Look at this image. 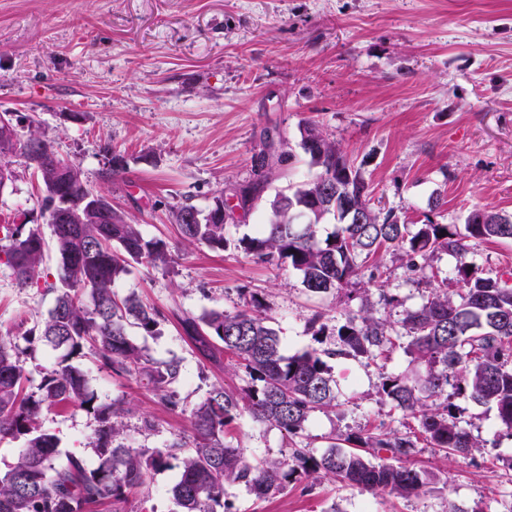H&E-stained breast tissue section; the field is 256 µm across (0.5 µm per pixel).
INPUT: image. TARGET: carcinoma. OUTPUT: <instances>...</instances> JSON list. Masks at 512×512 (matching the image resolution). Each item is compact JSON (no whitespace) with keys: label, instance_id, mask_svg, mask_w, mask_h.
<instances>
[{"label":"carcinoma","instance_id":"obj_1","mask_svg":"<svg viewBox=\"0 0 512 512\" xmlns=\"http://www.w3.org/2000/svg\"><path fill=\"white\" fill-rule=\"evenodd\" d=\"M21 144V156L43 186L52 243L38 224L26 230L8 224L0 228V264L12 270L20 286H33L41 278L47 248L53 247L59 284L48 283L46 290L57 292L54 306L42 323L19 337L29 350L49 346L60 358L35 385L20 357L19 337L0 331V440H23L14 465L0 474V512H112L171 458L181 463L180 477L170 489L177 512H231V504L224 501L227 483L243 484L263 500L313 475L373 493L417 496L439 481L436 473L407 464L419 440L446 454L468 455L480 447L458 421L451 402L455 396L493 406L499 428L512 436V281L481 276L469 260L472 239H512V219L475 209L460 229L428 217L411 224L392 209L376 210L360 169L317 122L308 121L300 129L299 147L315 173L269 200L265 223L255 235L230 237L226 217L231 208L221 192L205 212L190 204L174 212L182 241L214 251L232 246L263 263L287 266L314 294L345 290L382 248L403 252L415 273L435 255L446 253L456 259V275L464 288L452 295L446 288H431L418 309L405 311L395 323L366 306L362 314L336 325L334 351L285 354L257 296L234 311L185 316L180 319L182 330L199 352L213 358L216 344H221L246 370L252 385L242 394L212 385L191 413L192 435H178L151 450L130 447L123 423L127 410L116 402H97L85 375L71 361L88 351L113 376L147 386L169 412H184L177 390L181 360H157L128 334L131 327L147 336L156 334L161 312L134 295L120 298L114 292L133 265L167 268L175 255L165 241L145 238L140 225L105 196L92 194L81 180L80 167L57 157L39 127L29 126ZM267 151L264 137L251 157L249 180L239 185L251 208L279 167L294 157L290 150L279 156ZM104 152L102 176L110 179L125 169V160L108 146ZM51 194L70 201L87 199L84 223H74L70 211L50 210ZM329 218L339 228L323 237L320 226ZM403 336L404 352L417 370L383 378L379 394L412 416L417 431L333 437L318 457L306 448H291L281 458L262 461L227 439L245 413L290 437L301 434L314 412L336 406L327 358L386 357L394 339ZM70 408L94 417L96 428L87 443L95 452L92 463L74 453L60 459L58 437L42 425L44 413Z\"/></svg>","mask_w":512,"mask_h":512}]
</instances>
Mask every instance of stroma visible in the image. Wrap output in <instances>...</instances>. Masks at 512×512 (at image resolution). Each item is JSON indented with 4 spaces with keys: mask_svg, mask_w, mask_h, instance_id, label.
I'll use <instances>...</instances> for the list:
<instances>
[{
    "mask_svg": "<svg viewBox=\"0 0 512 512\" xmlns=\"http://www.w3.org/2000/svg\"><path fill=\"white\" fill-rule=\"evenodd\" d=\"M19 132L41 127L55 153L76 162L89 188L139 224L145 238L181 248L172 214L207 209L215 195L248 180L264 130L297 143L313 119L360 168L375 207L410 221L463 224L474 209L512 217V0H0V113ZM126 167L101 176L104 146ZM17 178L0 192L1 224H45L43 190L22 156ZM167 268L135 266L115 292L136 295L164 316L153 336H131L157 359L182 361L185 411L169 414L144 385L117 379L77 358L99 401L123 400L125 434L136 449L160 448L190 430V410L212 385L238 391L250 379L228 356L208 359L184 336L180 317L241 306L263 296L286 354L334 348L328 332L306 330L314 311L327 325L344 322L370 300L395 321L427 296L401 252L367 262L353 298L313 294L291 268L280 269L230 248H181ZM482 276L512 271V240L471 243ZM396 295L385 306L381 292ZM54 293L19 287L0 265V328L33 327ZM402 347L374 360L330 359L335 408L314 413L303 435L243 416L235 436L255 459L278 458L290 444L321 454L331 435L416 430L413 418L381 400L382 376L400 374ZM457 415L480 443L471 455L444 456L419 443L410 462L437 472L438 483L397 498L330 478L299 481L259 500L228 484L236 512H512V437L497 430L496 411L457 398ZM156 426L146 431L142 416ZM43 425L63 452L92 458L85 442L94 421L81 410L52 411ZM179 460L154 472L124 512H175L170 489Z\"/></svg>",
    "mask_w": 512,
    "mask_h": 512,
    "instance_id": "obj_1",
    "label": "stroma"
}]
</instances>
